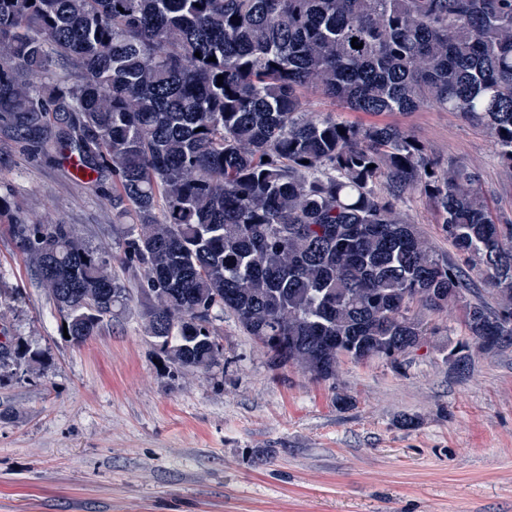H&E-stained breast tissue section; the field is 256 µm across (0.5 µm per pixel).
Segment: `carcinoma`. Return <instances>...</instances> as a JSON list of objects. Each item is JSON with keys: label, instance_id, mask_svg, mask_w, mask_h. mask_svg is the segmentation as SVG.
Listing matches in <instances>:
<instances>
[{"label": "carcinoma", "instance_id": "obj_1", "mask_svg": "<svg viewBox=\"0 0 512 512\" xmlns=\"http://www.w3.org/2000/svg\"><path fill=\"white\" fill-rule=\"evenodd\" d=\"M308 89L373 115L457 112L512 167V0H0V139L112 177L111 254L71 224L9 225L68 342L127 304L118 267L177 371L221 365L216 311L320 380L421 346L415 306L463 308L453 370L512 345V229L478 172L440 170L394 125L307 113ZM414 189L464 264L402 220ZM9 340L0 379L37 370Z\"/></svg>", "mask_w": 512, "mask_h": 512}]
</instances>
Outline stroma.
<instances>
[{"instance_id":"stroma-1","label":"stroma","mask_w":512,"mask_h":512,"mask_svg":"<svg viewBox=\"0 0 512 512\" xmlns=\"http://www.w3.org/2000/svg\"><path fill=\"white\" fill-rule=\"evenodd\" d=\"M380 120L476 169L497 223L512 222V169L486 129L433 107ZM111 189L0 142V329L42 354L0 380V512H512V346L450 370L461 309L423 312L438 333L399 366L345 360L327 380L271 366L229 313L212 319L224 368L210 374L160 367L134 300L67 342L8 226L56 220L115 249ZM400 210L453 255L423 194Z\"/></svg>"}]
</instances>
